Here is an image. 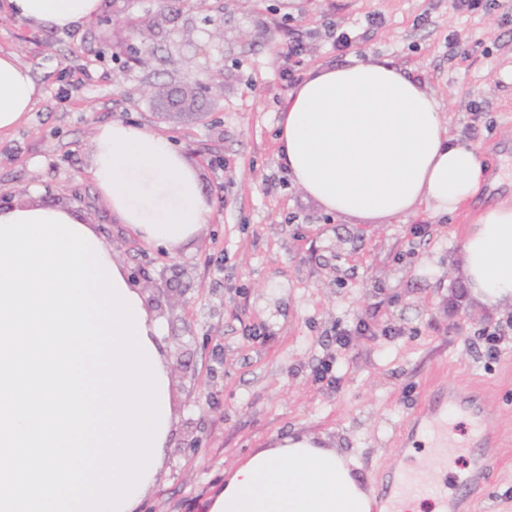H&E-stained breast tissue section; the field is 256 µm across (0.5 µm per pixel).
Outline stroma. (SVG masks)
Wrapping results in <instances>:
<instances>
[{"label":"stroma","mask_w":512,"mask_h":512,"mask_svg":"<svg viewBox=\"0 0 512 512\" xmlns=\"http://www.w3.org/2000/svg\"><path fill=\"white\" fill-rule=\"evenodd\" d=\"M133 21L144 28V65L130 59ZM339 32L350 47L337 48ZM297 41V76L387 59L423 83L449 137L472 141L503 181L470 209L512 195V21L500 10L104 0L63 32L0 8V52L15 53L40 89L27 118L0 132V207L36 198L74 208L152 283L144 298L162 325L177 422L141 512H202L231 465L299 433L326 436L375 485L405 448L420 447L415 424L448 387L480 404L497 452L466 512H512V335L495 353L482 336L512 310L465 295L456 258L466 214L362 221L326 213L294 186L276 128ZM112 121L166 136L195 168L209 213L194 242L146 244L112 213L90 174L96 129ZM362 319L372 335L338 346L337 329Z\"/></svg>","instance_id":"35a3bbf8"}]
</instances>
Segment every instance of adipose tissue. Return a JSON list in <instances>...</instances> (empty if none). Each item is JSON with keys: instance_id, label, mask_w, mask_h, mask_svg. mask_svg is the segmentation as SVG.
<instances>
[{"instance_id": "obj_1", "label": "adipose tissue", "mask_w": 512, "mask_h": 512, "mask_svg": "<svg viewBox=\"0 0 512 512\" xmlns=\"http://www.w3.org/2000/svg\"><path fill=\"white\" fill-rule=\"evenodd\" d=\"M48 30L79 27L101 0H0ZM38 88L14 53H0V131L29 112ZM278 140L294 184L330 214L399 219L426 209L456 214L482 189L478 147L455 142L438 100L384 59L312 71L289 95ZM90 172L112 212L141 240L175 249L209 212L200 179L167 137L120 121L100 125ZM468 296L512 308V203L472 217L459 257ZM357 461L326 438L297 434L248 455L226 473L206 512H373Z\"/></svg>"}]
</instances>
